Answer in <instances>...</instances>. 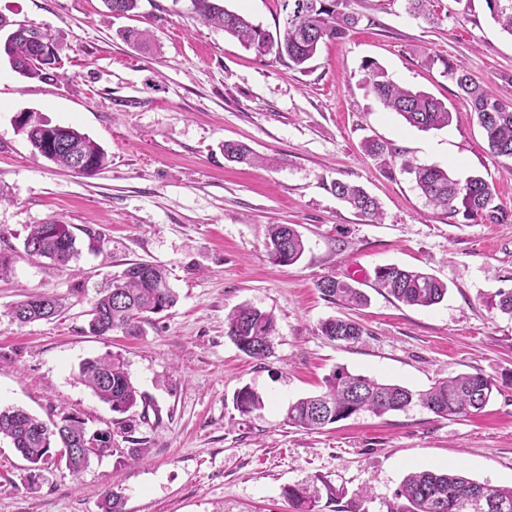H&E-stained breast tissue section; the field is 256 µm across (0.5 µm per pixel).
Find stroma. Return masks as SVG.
Listing matches in <instances>:
<instances>
[{
    "label": "stroma",
    "instance_id": "35a3bbf8",
    "mask_svg": "<svg viewBox=\"0 0 512 512\" xmlns=\"http://www.w3.org/2000/svg\"><path fill=\"white\" fill-rule=\"evenodd\" d=\"M356 29L322 43L308 72L246 51L193 13L190 0H140L135 17L103 0H0V14L53 35L61 80H30L0 60V248L13 271L0 280V409L42 419L69 414L90 429H114L117 452L80 476L46 463L30 470L0 439V512H101L116 490L125 512H294L285 490L304 488L315 512H386L413 469H454L512 487V316L494 308L512 290V159L490 153L469 101L445 63L464 64L488 93L512 101V37L486 0H434L436 24L409 15L403 0H352ZM150 29L152 50L124 41ZM435 56L426 63L416 54ZM401 85L445 102L451 124L421 131L387 111L365 86L364 60ZM38 111L76 128L107 152L86 177L35 159L13 117ZM384 142L387 166L365 154ZM246 142L277 166L226 162L220 146ZM436 165L454 178L492 183L507 213L499 224L432 209L400 161ZM361 185L382 207L369 222L330 190ZM56 217L97 228L112 256L82 252L71 268L23 249L26 228ZM290 224L306 250L294 265L265 249L269 225ZM163 266L178 295L139 338L87 333L95 289L126 263ZM435 275L447 297L407 306L374 289L377 266ZM333 275L365 291L349 310L316 284ZM82 293H75V286ZM64 297L55 318L24 326L7 305L30 293ZM248 304L276 320L275 353L258 361L224 334L228 312ZM359 322V342L317 332L331 318ZM118 352L142 395L134 429L78 377L80 363ZM347 369L416 390L436 379L481 372L498 385L477 416L440 417L420 406L362 413L305 431L288 425L297 399ZM251 387L264 406L240 413L234 395ZM140 449L139 460L127 451Z\"/></svg>",
    "mask_w": 512,
    "mask_h": 512
}]
</instances>
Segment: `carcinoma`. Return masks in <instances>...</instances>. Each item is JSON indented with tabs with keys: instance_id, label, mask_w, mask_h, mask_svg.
I'll list each match as a JSON object with an SVG mask.
<instances>
[{
	"instance_id": "1",
	"label": "carcinoma",
	"mask_w": 512,
	"mask_h": 512,
	"mask_svg": "<svg viewBox=\"0 0 512 512\" xmlns=\"http://www.w3.org/2000/svg\"><path fill=\"white\" fill-rule=\"evenodd\" d=\"M140 0H103L110 12L134 14ZM407 12L426 22L434 21L432 0H405ZM492 19L512 37V0H487ZM200 19L235 38L243 48L259 56L274 55L300 72L308 69L325 39L343 37L355 28L360 16L348 10V0H284L286 11L282 33L274 36L243 14L231 11L224 0H192ZM9 30L0 40V59L28 79L51 81L60 77L56 69H46L41 59V44L22 34L23 28L0 14V31ZM445 73L472 107L483 129L488 148L497 156L512 157V102L489 96L479 81L463 66L444 63ZM369 91L383 106L419 130L442 129L452 122L448 105L430 94L403 87L374 61L363 65ZM35 157L64 169L91 177L108 164L105 150L89 136L71 127L53 125L41 115L25 117L16 124ZM224 159L253 166L270 163L245 143L226 141L221 145ZM85 162L78 168L79 162ZM403 173L414 176L417 187L429 205L447 214H462L467 220L498 224L505 211L494 204V188L480 176L461 181L436 165H419L410 160L400 164ZM331 191L361 216L377 222L383 212L376 198L361 186L336 179ZM88 249L102 254L109 244L100 231L81 229ZM23 248L30 256L44 257L66 266L79 258L80 242L71 225L57 219L29 226ZM266 248L270 258L284 266L298 262L305 244L290 224H273ZM375 284L397 301L408 306L429 307L444 300L448 287L433 275L394 264L375 270ZM321 294L346 307L367 304V295L348 281L326 277L317 284ZM177 294L170 288L167 274L150 262L129 263L121 275L97 290L90 309L89 333L107 336L120 331L140 336L150 315L172 308ZM62 308L60 298L47 293H31L9 309L12 321L24 325L56 316ZM225 336L243 354L256 360L272 355L276 323L274 317L249 305L233 308L225 320ZM321 335L334 342L351 343L363 335L360 323L343 318L320 324ZM80 380L112 411L125 414L138 404L139 393L124 359L114 353L90 358L80 365ZM495 380L482 373H459L436 380L425 390L382 383L374 378L351 374L343 368L333 370L323 390L297 400L288 408V424L305 430H319L353 415L368 412L381 416L419 405L437 416L473 415L489 403ZM237 410L249 414L261 409L263 401L251 388L243 387L234 396ZM9 439L21 456L36 468L60 461L70 475L77 477L94 458L84 449L104 457L113 453L112 431L93 438L85 422L73 416L46 422L22 409L0 410V437ZM285 495L298 512H313V503L302 489L290 487ZM492 501L512 512V488H496L465 477L457 471L419 470L409 473L394 493L387 512H481L478 505Z\"/></svg>"
}]
</instances>
